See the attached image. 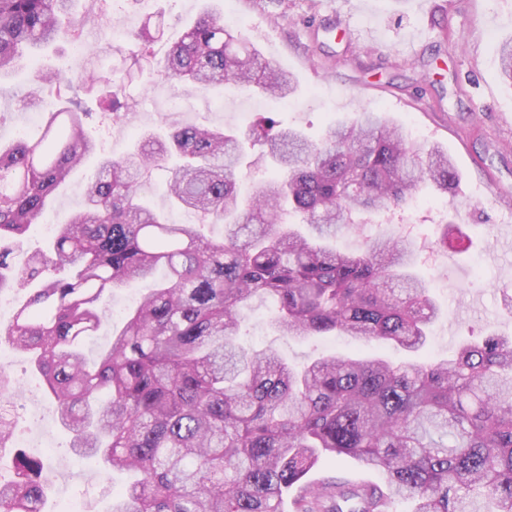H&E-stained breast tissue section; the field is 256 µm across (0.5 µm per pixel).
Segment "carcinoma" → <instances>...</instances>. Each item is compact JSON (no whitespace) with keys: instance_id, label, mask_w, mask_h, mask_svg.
<instances>
[{"instance_id":"cac0c4a2","label":"carcinoma","mask_w":512,"mask_h":512,"mask_svg":"<svg viewBox=\"0 0 512 512\" xmlns=\"http://www.w3.org/2000/svg\"><path fill=\"white\" fill-rule=\"evenodd\" d=\"M78 0H0V80L59 38L81 41L90 21ZM161 25L147 18L135 39ZM512 85V41L500 50ZM156 68L201 92L235 87L286 99L285 72L224 22L210 3ZM124 66L99 60L110 87ZM81 100L44 117L35 141L0 144V294L22 290L3 337L29 355L74 448L131 481L110 512H512V338L459 345L451 359L394 362L326 355L296 367L273 350L236 342L250 302L270 298L284 336L343 333L417 353L441 310L429 284L407 272L416 242L366 238L352 253L331 241L362 214L401 208L429 184L453 191L448 153L425 150L377 112L333 122L317 143L260 117L239 132L207 125L144 135L124 157L104 154ZM272 170L237 191L245 146ZM100 154L85 204L55 230L49 252L22 259L15 243L47 214L83 160ZM168 157L171 203L199 216L173 224L141 196ZM300 216L307 232L290 221ZM224 223V237L204 226ZM167 269L94 361L83 342L102 325L99 303ZM325 456L350 457L382 483L307 475ZM53 469L20 452L0 482V512H44Z\"/></svg>"}]
</instances>
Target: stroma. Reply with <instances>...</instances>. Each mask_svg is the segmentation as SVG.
<instances>
[{
  "label": "stroma",
  "mask_w": 512,
  "mask_h": 512,
  "mask_svg": "<svg viewBox=\"0 0 512 512\" xmlns=\"http://www.w3.org/2000/svg\"><path fill=\"white\" fill-rule=\"evenodd\" d=\"M205 0H154L164 33L148 48L163 58ZM225 15L242 29L272 66L293 75L289 100L244 91L198 92L166 81L152 65L135 69L121 84L123 115L94 121L93 135L106 152L131 150L137 131L161 125L242 126V113L267 114L296 125L312 141L333 121L378 112L424 147L444 148L459 174L453 194L424 188L408 206L368 217L374 233L408 224L419 242L448 227L461 247L427 251L415 273L430 282L442 315L430 331L426 356L442 359L472 337L512 335V86L500 69L501 44L512 40V0H222ZM39 92L53 107L54 88H36L29 69L0 80V142L39 134L26 123L23 100ZM96 159L77 167L61 186L43 224L31 225L17 255L47 248L44 224L65 223L79 208ZM143 288L136 282L104 305L107 317L93 342L105 344L121 329ZM271 300H254L240 343L274 349L300 364L321 353L410 359L388 343L344 336L291 339L272 328ZM0 359L18 383L8 412L14 435L28 454L51 459L56 477L47 508L63 512L77 499L84 512H105L123 477L93 459L75 455L54 404L24 353L0 339Z\"/></svg>",
  "instance_id": "35a3bbf8"
}]
</instances>
